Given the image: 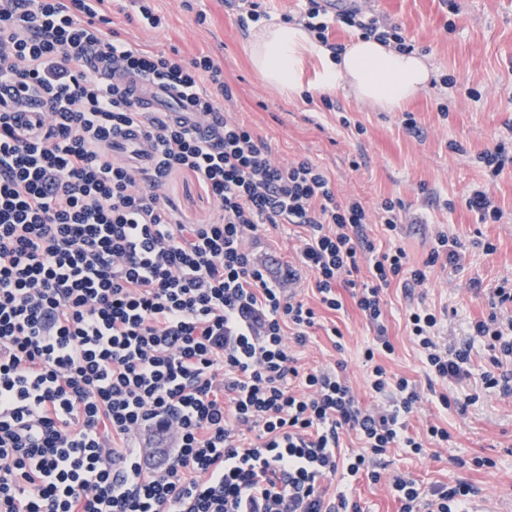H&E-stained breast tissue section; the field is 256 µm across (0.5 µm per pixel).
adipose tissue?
<instances>
[{
  "label": "adipose tissue",
  "mask_w": 512,
  "mask_h": 512,
  "mask_svg": "<svg viewBox=\"0 0 512 512\" xmlns=\"http://www.w3.org/2000/svg\"><path fill=\"white\" fill-rule=\"evenodd\" d=\"M249 53L262 79L282 94L301 95L305 59L313 56L320 62L315 84L321 91L343 90L388 112L427 91L435 76L428 55L404 53L372 38L356 39L339 56H332L297 23L263 27Z\"/></svg>",
  "instance_id": "adipose-tissue-1"
}]
</instances>
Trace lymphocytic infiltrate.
I'll list each match as a JSON object with an SVG mask.
<instances>
[{"label": "lymphocytic infiltrate", "instance_id": "lymphocytic-infiltrate-1", "mask_svg": "<svg viewBox=\"0 0 512 512\" xmlns=\"http://www.w3.org/2000/svg\"><path fill=\"white\" fill-rule=\"evenodd\" d=\"M112 0H0V83L46 105L20 122L0 100V512H362L324 482L367 473L391 448L420 454L448 443L431 425L413 435L416 384L376 357L394 347L384 288L424 287L402 247L378 249L372 220L395 231L401 201L370 215L339 203L329 174L308 157L277 161L226 110L233 91L207 54L185 59L121 39ZM321 0L283 14L331 53ZM342 24L400 51L398 26L357 9ZM123 81L108 80L106 66ZM175 92L181 111L144 112L129 87ZM145 139V164L119 157L127 133ZM191 173L211 198L208 218H183L167 188ZM267 224L300 228L296 263L258 261L247 238ZM309 272L316 305L291 286ZM348 288L373 327L363 352L365 409L344 363L305 369L317 311L343 307ZM487 318L459 344L439 342L426 308L406 322L429 383L468 376L475 346L490 353L488 389L512 393V287L489 297ZM359 448L339 450L342 430ZM173 438L153 453L141 431ZM388 479L399 512H468L476 490L457 480L423 495L405 473Z\"/></svg>", "mask_w": 512, "mask_h": 512}]
</instances>
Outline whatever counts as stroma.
Returning <instances> with one entry per match:
<instances>
[{"label": "stroma", "instance_id": "1", "mask_svg": "<svg viewBox=\"0 0 512 512\" xmlns=\"http://www.w3.org/2000/svg\"><path fill=\"white\" fill-rule=\"evenodd\" d=\"M166 25L153 29L115 16L123 39L158 50H178L185 58L210 54L224 70L234 94L233 109L267 142L277 159L306 156L326 168L339 198L357 197L367 208L386 198L401 200V222L394 234L382 226L367 231L381 247L401 246L411 265L426 270L427 285L405 291L392 284L384 291L392 354L378 361L389 374L416 384L421 403L411 422L413 432L428 425L446 428L447 446H427L415 455L390 449L389 469L409 472L422 488L457 479L475 485L479 499L512 505V396L484 388L481 378L491 367L483 347L472 354L468 378L429 386L427 369L406 325L409 308L426 307L440 320V342L467 339L472 322L489 312L487 292L512 281V164L489 177L480 153L506 145L512 150V0H379L378 16L400 27L417 52L431 57L439 78L427 93L411 101L406 111L382 112L356 102L343 92L331 99L334 110L320 100L288 98L267 86L253 69L246 52L251 29L241 28L235 0H157ZM412 113L415 129L403 124ZM483 186L502 210L494 224L479 223L465 199ZM170 196L182 213L204 220L212 203L188 174L175 177ZM450 231L465 245L460 266L445 261L427 265L438 231ZM297 228L291 224L264 227L247 239L246 247L262 261L293 260ZM495 246L486 253L483 242ZM482 283V294L471 289ZM341 311L320 310L308 347L299 358L307 367L344 360L346 377L360 404L381 405L367 388L369 369L362 352L374 332L357 309L350 290H342ZM342 334V348L332 343V329ZM454 403L442 407L440 392ZM490 459L475 468L473 458ZM348 493L363 512H398L389 485L359 475Z\"/></svg>", "mask_w": 512, "mask_h": 512}]
</instances>
